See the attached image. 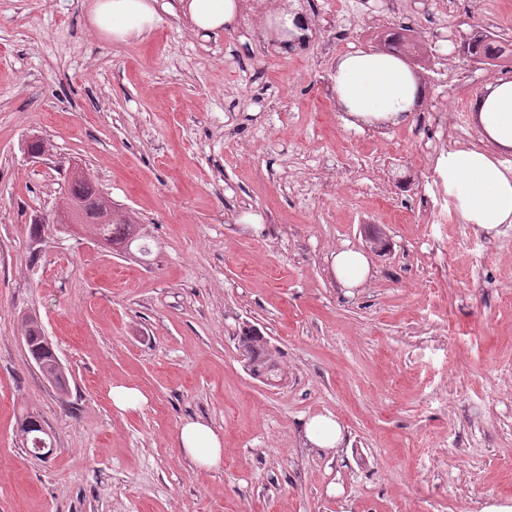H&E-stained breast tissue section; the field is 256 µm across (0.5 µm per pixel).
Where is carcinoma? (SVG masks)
<instances>
[{
	"instance_id": "obj_1",
	"label": "carcinoma",
	"mask_w": 512,
	"mask_h": 512,
	"mask_svg": "<svg viewBox=\"0 0 512 512\" xmlns=\"http://www.w3.org/2000/svg\"><path fill=\"white\" fill-rule=\"evenodd\" d=\"M489 36L469 42L467 53L482 60H496L503 56L504 49H491L486 46ZM67 200L73 204L87 208L90 223L89 230L97 236L103 237L110 245V249L119 253H131L133 242L141 239V227L132 224L126 219L112 214V220L105 224L95 223L100 214L106 213L112 207L110 198L103 195L99 187L87 176L70 178L68 181ZM24 341L33 361L43 376L60 390H65L66 381L63 372L57 366V356L50 348L44 336L42 326L37 319H25ZM237 350L243 357L245 366L250 374L267 385L282 382L286 373L276 358V351L268 339L259 330L244 325L239 328L236 336ZM32 413L26 411L21 414L18 421V432L24 447L30 452L38 448H49V435L31 420Z\"/></svg>"
}]
</instances>
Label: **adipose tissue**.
I'll list each match as a JSON object with an SVG mask.
<instances>
[{
	"label": "adipose tissue",
	"mask_w": 512,
	"mask_h": 512,
	"mask_svg": "<svg viewBox=\"0 0 512 512\" xmlns=\"http://www.w3.org/2000/svg\"><path fill=\"white\" fill-rule=\"evenodd\" d=\"M159 0H95L93 27L105 38L125 42L150 35L160 20ZM246 0H172L167 9L206 36L234 31ZM265 34L292 51L304 48L308 17L280 6L265 18ZM346 127L385 129L412 122L426 97L418 75L398 55L357 48L338 55L329 75ZM478 144L448 151L436 171L462 223L489 235L512 224V80L497 78L470 100ZM332 272L347 290L363 286L371 266L361 251L345 247L333 253ZM182 454L204 468L219 466L224 448L217 430L199 420L177 431Z\"/></svg>",
	"instance_id": "1"
}]
</instances>
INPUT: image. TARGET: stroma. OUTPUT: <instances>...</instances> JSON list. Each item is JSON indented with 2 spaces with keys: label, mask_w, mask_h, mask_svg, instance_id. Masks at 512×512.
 I'll list each match as a JSON object with an SVG mask.
<instances>
[{
  "label": "stroma",
  "mask_w": 512,
  "mask_h": 512,
  "mask_svg": "<svg viewBox=\"0 0 512 512\" xmlns=\"http://www.w3.org/2000/svg\"><path fill=\"white\" fill-rule=\"evenodd\" d=\"M92 2L0 0V512L512 502V226L461 223L435 171L477 141L470 98L512 79V64L463 50L479 31L512 42V0H299L314 21L300 53L250 13L207 39L166 13L148 39L115 42L91 26ZM401 31L421 46L424 103L405 125L345 127L337 55ZM76 164L152 236L151 263L49 226ZM345 246L371 262L349 296L331 270ZM29 315L67 395L28 353ZM245 323L277 348L280 386L245 369ZM119 384L143 403L114 408ZM24 409L54 437L51 458L22 447ZM319 414L345 432L338 453L304 439ZM187 419L220 430L219 467L180 453Z\"/></svg>",
  "instance_id": "stroma-1"
}]
</instances>
